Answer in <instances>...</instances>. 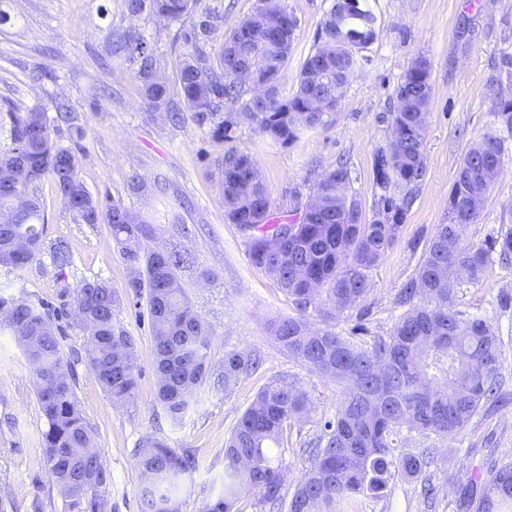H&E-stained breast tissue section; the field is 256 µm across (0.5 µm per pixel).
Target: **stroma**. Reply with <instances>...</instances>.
<instances>
[{
	"instance_id": "obj_1",
	"label": "stroma",
	"mask_w": 512,
	"mask_h": 512,
	"mask_svg": "<svg viewBox=\"0 0 512 512\" xmlns=\"http://www.w3.org/2000/svg\"><path fill=\"white\" fill-rule=\"evenodd\" d=\"M279 2L297 19L292 56L280 73L281 86L290 90L317 47L316 30L333 0ZM371 3L377 38L327 125L307 131L286 149L269 145L249 123L241 125L237 141L255 158L275 216L295 217L315 182L343 158L352 170L362 214L371 217L372 155L390 136L386 117L392 95L416 57L428 60L433 96L425 176L397 241L370 273V292L341 311L325 294L300 309L272 277L251 264L248 236L227 220L224 198L210 176L224 147L211 140L208 125L185 111L174 87L186 51L182 31L201 15L223 16L206 45L207 52L216 53L225 30L262 0H200L195 12L177 23L129 17L125 0H0V9L12 17L11 24L0 26V149L10 142L7 105L43 104L56 142L71 149L76 174L92 195L139 212L157 229L155 246L185 256L178 276L193 310L213 332V362L221 363L232 349L262 360L232 392L204 387L175 424L155 398L152 336L143 305L124 299L116 315L135 341L140 369L136 395L123 404L112 402L82 361L80 330L67 329L63 348L74 363L80 408L112 473L111 512H140L135 453L152 437L165 438L195 457L197 467L185 479L180 510L202 512L224 487V442L238 418L258 391L282 380L308 398L306 414L289 425L284 439L282 493L291 495L309 465L304 444L319 436L325 419L335 414L346 386L290 357L274 336L272 322L299 316L317 331L349 337L360 328L370 337L388 335L402 314L398 293L415 276L437 225L448 221V193L470 137L486 125L498 95L512 94V78L501 65L502 54L512 53V0ZM129 31L140 33L156 53L161 75L173 86L179 118L147 111L134 65L113 54V41ZM39 196L46 219L42 251L23 269L0 266V294L55 305L66 285L98 281L123 289L129 269L107 219L95 224L77 220L52 177L42 180ZM504 224L512 225V144L464 242L481 245ZM206 270L211 279H203ZM503 288L512 290V267L493 265L485 281L465 288L460 307L486 319L501 336V379L512 392V307L501 308L496 301ZM43 429L24 355L2 332L0 506L5 512H62L63 496L40 460ZM428 446L434 460L426 473L441 487L437 498H424L420 480L396 472L385 496L363 499L359 512H464L461 489L484 477L491 460L512 454V404L479 411L462 434L430 438Z\"/></svg>"
}]
</instances>
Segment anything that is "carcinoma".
Listing matches in <instances>:
<instances>
[{
    "label": "carcinoma",
    "mask_w": 512,
    "mask_h": 512,
    "mask_svg": "<svg viewBox=\"0 0 512 512\" xmlns=\"http://www.w3.org/2000/svg\"><path fill=\"white\" fill-rule=\"evenodd\" d=\"M197 0H126L132 17L178 22ZM377 16L369 0H334L321 21L318 46L303 63L290 93L280 85L297 27L286 9L257 8L224 33L212 58L201 43L213 28L205 16L182 35L190 46L177 84L186 109L210 123V137L224 143L212 176L224 197L228 220L249 233L252 265L272 276L301 310L325 291L344 310L369 291V272L396 242L414 189L425 175V102L432 99L430 66L419 57L394 90L388 112L390 140L372 156L373 214L365 221L349 193L351 171L340 162L314 185L299 217L276 220L253 157L235 145L242 121L271 144L288 147L302 134L328 122L350 73L366 61L362 52L375 40ZM136 65L143 103L167 111L170 89L158 74V59L142 38L117 44ZM267 85L265 97L243 99L245 86ZM10 144L0 150V266L23 268L41 251L44 208L36 190L54 177L67 208L83 223L106 213L112 239L125 262L139 271L126 293L144 299L153 336L156 401L173 421L184 418L199 388L207 383L230 392L258 367L246 351L211 361L212 330L197 315L177 271L183 258L152 249L156 228L117 203L94 197L78 180L70 149L56 144L54 126L39 104L7 109ZM512 138V95L495 102L485 131L469 143L448 195V223L437 225L416 276L397 298L405 311L386 337L372 341L333 332H312L302 318L282 319L275 335L288 354L312 370L344 382L347 393L323 424L314 446L305 449L310 468L283 500L281 440L288 422L306 410V395L288 383L261 390L224 443V492L203 512H236L245 493L287 512H358L360 497L379 495L392 470L419 479L433 458L424 448L405 450L412 439L460 435L485 407L508 404L502 391V341L482 317L458 308L465 285L481 282L490 264L512 265V227L482 247L464 244L465 229L479 212L499 175L505 142ZM62 304L35 305L0 296V329L10 331L36 382L44 420L41 453L51 481L66 488L63 512H108L112 476L93 444L75 392L73 369L62 350L60 319L69 316L83 336L87 367L109 397H134L140 376L135 341L120 329L115 313L122 298L103 282H84L60 291ZM141 474V512H180L179 492L194 458L165 440L148 439L136 453ZM512 504V460L492 461L488 478L472 483L460 502L469 512H505Z\"/></svg>",
    "instance_id": "obj_1"
}]
</instances>
